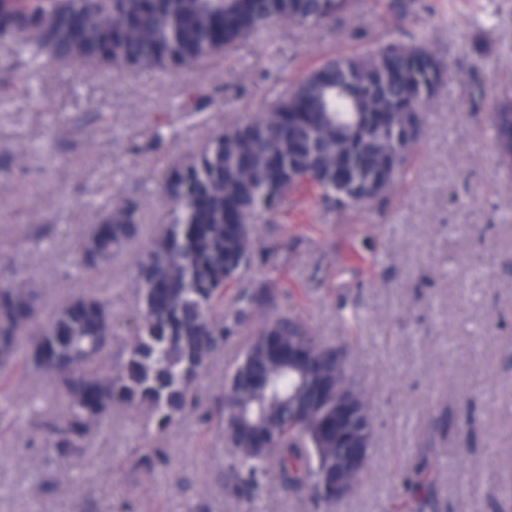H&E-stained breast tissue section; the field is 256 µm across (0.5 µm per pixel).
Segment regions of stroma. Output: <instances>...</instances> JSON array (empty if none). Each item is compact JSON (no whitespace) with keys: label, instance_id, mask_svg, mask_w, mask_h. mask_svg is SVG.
Instances as JSON below:
<instances>
[{"label":"stroma","instance_id":"stroma-1","mask_svg":"<svg viewBox=\"0 0 512 512\" xmlns=\"http://www.w3.org/2000/svg\"><path fill=\"white\" fill-rule=\"evenodd\" d=\"M389 0H360L320 28L273 23L223 56L173 72L124 73L73 67L44 72L0 66V254L45 293L44 308L93 289L112 304L127 336L139 318L130 286L135 253L83 272L73 242L115 198L140 206L145 232L171 220L158 189L162 170L198 150L210 133L268 112L329 55L424 29L447 62L428 104L409 172L383 206L328 210L312 195L285 200L274 221L254 226L276 257L250 279L276 288L280 311L325 342L349 344L353 371L376 415V442L362 489L337 512H406L398 475L414 449H440L449 471L450 512H512L503 483L512 474V167L494 150L491 116L512 97V0H419L399 19ZM217 92L194 119L187 91ZM359 319L345 326L340 304ZM253 325L224 343L198 390L218 397ZM43 384L19 369L0 381V406L14 423L0 447V512H311L276 473L245 503L224 488L230 452L218 421L184 419L143 437L139 412L124 409L91 452L46 466L31 448L41 414L29 403ZM165 449L156 472L132 469L130 448Z\"/></svg>","mask_w":512,"mask_h":512}]
</instances>
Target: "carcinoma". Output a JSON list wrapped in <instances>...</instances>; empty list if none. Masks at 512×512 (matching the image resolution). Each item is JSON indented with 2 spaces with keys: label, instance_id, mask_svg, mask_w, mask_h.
<instances>
[{
  "label": "carcinoma",
  "instance_id": "obj_1",
  "mask_svg": "<svg viewBox=\"0 0 512 512\" xmlns=\"http://www.w3.org/2000/svg\"><path fill=\"white\" fill-rule=\"evenodd\" d=\"M355 0H0V47L20 44L27 80L46 69L76 64L176 70L215 58L270 22L320 26L351 12ZM446 62L423 33L405 42L377 43L355 54L329 56L281 97L272 111L228 127L161 178L174 206L140 252L131 287L140 318L118 340L112 309L94 291L69 297L49 315L35 285L0 267V378L18 367L43 378L65 408L32 442L50 461L91 451L94 434L120 409L145 412L144 431L162 432L182 416L224 422L231 449L226 490L251 501L269 470L282 488L307 497L319 512H335L336 480L353 494L365 473L343 466L347 438L375 434L365 392L361 415L336 423L351 364L321 352L325 342L299 319L280 315L278 295L245 274L270 254L253 238V224L274 216L289 194L308 190L326 208L380 201L408 167L423 130L420 115L443 82ZM189 91L193 117L213 103ZM494 126L496 148H512V98L502 101ZM142 225L138 207L121 199L75 240L84 270H96L131 250ZM237 286L233 306L224 288ZM259 322L247 361L228 369L224 398L203 411L196 382L224 339ZM301 341L309 361L288 366V344ZM114 353L107 370L94 368ZM134 469L164 465L161 448H133ZM442 461L419 448L401 473L408 512H445Z\"/></svg>",
  "mask_w": 512,
  "mask_h": 512
}]
</instances>
